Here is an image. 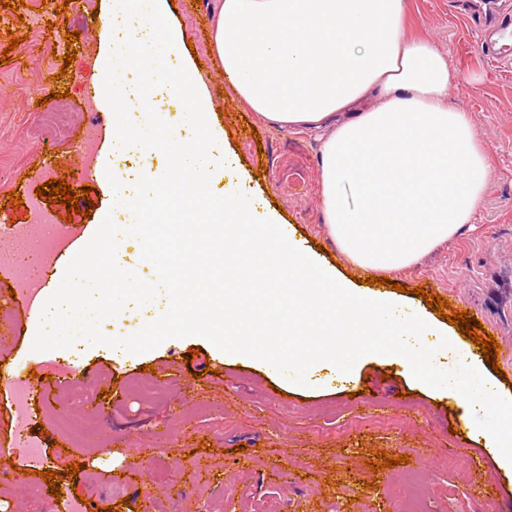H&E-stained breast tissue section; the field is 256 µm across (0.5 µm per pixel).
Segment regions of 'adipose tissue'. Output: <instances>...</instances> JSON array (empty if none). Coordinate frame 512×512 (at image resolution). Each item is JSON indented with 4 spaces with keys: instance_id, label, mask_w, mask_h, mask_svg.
I'll list each match as a JSON object with an SVG mask.
<instances>
[{
    "instance_id": "adipose-tissue-1",
    "label": "adipose tissue",
    "mask_w": 512,
    "mask_h": 512,
    "mask_svg": "<svg viewBox=\"0 0 512 512\" xmlns=\"http://www.w3.org/2000/svg\"><path fill=\"white\" fill-rule=\"evenodd\" d=\"M406 23V0H218L211 44L239 100L312 135L328 233L373 272L465 236L490 175L456 72Z\"/></svg>"
}]
</instances>
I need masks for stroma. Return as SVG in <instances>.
Returning <instances> with one entry per match:
<instances>
[{
  "label": "stroma",
  "instance_id": "stroma-1",
  "mask_svg": "<svg viewBox=\"0 0 512 512\" xmlns=\"http://www.w3.org/2000/svg\"><path fill=\"white\" fill-rule=\"evenodd\" d=\"M22 13L0 8V50L10 36L9 64H0V354L39 359L42 373L57 380L58 392L80 403L97 394L100 408L95 446L58 454L52 437L41 436L43 469L55 470L62 491L54 499L42 478L22 483L0 480V512H67L76 497L87 499L88 512L119 505L135 512L144 498L155 500V512H404L412 492L408 475H417L433 492L421 496L419 512H512V471L497 453L469 431L449 432L462 410L454 395H442L409 379L390 358L369 355L348 384L322 372L315 389H287L278 378L251 361L225 357L206 338L191 335L164 341L141 354H114L105 344L78 339L72 347L37 352L33 344L38 322H24L13 335L28 302L12 298L13 282L4 264L13 224L31 221L35 191L73 169L77 148L96 128V143L115 131L108 107L88 109L85 86L96 75L100 53L94 12L105 0H53L44 13L42 0H25ZM410 36L434 43L445 52L460 78L450 91L452 102L468 113L491 166V178L475 217V231L444 246L420 265L390 273L391 282L423 287L425 293L456 291L464 302L481 306L501 327L499 362L505 377L498 383L512 396V296L489 288L486 273L512 262V61L493 63L479 48V31L467 15L468 0H408ZM213 0H176L172 21L191 40L212 103L211 123L224 132L227 151L235 153L243 186L260 195L278 220L308 242L313 257L351 280L360 270L332 244L323 222L317 148L306 135L277 129L237 100L208 48L215 17ZM65 16L67 25L57 24ZM79 41L66 44L67 31ZM75 49L67 76L51 79L53 55ZM70 92L64 112L42 105L50 92ZM51 154H44V146ZM90 185L91 217L75 216L80 240L91 239L93 224L109 210L106 184L93 174L72 181ZM24 201L9 208V191ZM168 302L166 289L142 307L127 304L102 321L109 336H128L156 320ZM80 362L90 377L86 384L68 383L62 367ZM163 369L158 398L144 402L128 393L130 382L152 380ZM123 387L121 398L110 391ZM370 390L373 399L360 403L353 395ZM13 396L0 391V470L23 466L25 452L13 445ZM483 452L485 483L496 487L491 502L476 496L456 451ZM410 455L411 461L371 471L379 451ZM166 464L169 489L184 491L181 500L161 495L146 472L153 458ZM84 465L65 475L71 461Z\"/></svg>",
  "mask_w": 512,
  "mask_h": 512
}]
</instances>
